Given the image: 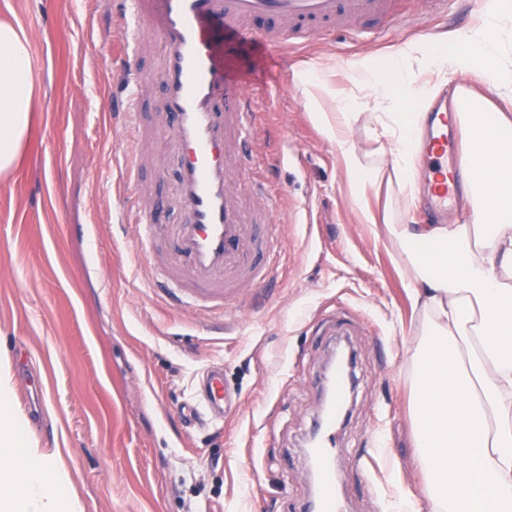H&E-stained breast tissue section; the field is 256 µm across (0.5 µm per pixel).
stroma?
I'll list each match as a JSON object with an SVG mask.
<instances>
[{"label":"stroma","instance_id":"35a3bbf8","mask_svg":"<svg viewBox=\"0 0 512 512\" xmlns=\"http://www.w3.org/2000/svg\"><path fill=\"white\" fill-rule=\"evenodd\" d=\"M113 0H0V19L31 27L45 95L24 160L0 180V355L29 433L62 464L81 512H297L314 487L305 463L324 364L337 341L354 354L349 414L336 428V485L344 512H395L420 494L409 414L411 354L421 323L381 224L386 186L357 192L335 143L314 123L294 76L332 63L339 98L358 89L340 61L383 57L427 36L467 29L488 0H447L428 12L404 0L405 21L327 38L255 63L262 88L254 138L287 124L285 157L270 166L284 221L276 269L237 317L177 313L139 258L133 203L115 156L123 128L112 88L115 37L101 12ZM353 138L373 164L393 143L361 117ZM224 368L239 409L224 423L180 417L197 377Z\"/></svg>","mask_w":512,"mask_h":512}]
</instances>
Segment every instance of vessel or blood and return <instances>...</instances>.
Segmentation results:
<instances>
[{
	"mask_svg": "<svg viewBox=\"0 0 512 512\" xmlns=\"http://www.w3.org/2000/svg\"><path fill=\"white\" fill-rule=\"evenodd\" d=\"M112 13L118 31L112 69L128 91L124 114L125 142L120 153L121 180L139 186L155 140L170 143L177 156L173 198L137 197L133 220L140 224L144 255L166 251L173 267L158 272L159 288L177 309L207 306L223 309L244 299L246 290L265 283L272 274L270 232L280 213L281 198L260 178L239 164L254 151L252 128L256 84L246 80L236 60L241 46L265 52L295 46L309 36L330 35L338 19L398 21L395 0H120ZM160 47L156 69L142 60L144 40ZM462 106L461 95L437 97L420 128L426 186L423 207L431 223L457 221L448 201L457 195L461 168L449 165L448 151L456 134L448 116ZM244 183L255 198L246 208L235 189ZM175 202L181 223L157 235L168 202ZM347 395L344 379L331 387L329 406L321 410V435L306 457L315 474V512H342L336 492V406ZM198 411L217 418L229 402L222 368L202 376Z\"/></svg>",
	"mask_w": 512,
	"mask_h": 512,
	"instance_id": "b4317fda",
	"label": "vessel or blood"
}]
</instances>
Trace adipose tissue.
<instances>
[{"instance_id": "obj_1", "label": "adipose tissue", "mask_w": 512, "mask_h": 512, "mask_svg": "<svg viewBox=\"0 0 512 512\" xmlns=\"http://www.w3.org/2000/svg\"><path fill=\"white\" fill-rule=\"evenodd\" d=\"M512 12L491 6L481 27L410 43L391 54L387 80L367 57L344 65L372 118L395 147L389 168L369 166L350 130L352 102L334 97L333 66L310 64L296 79L324 136L335 142L356 185L388 180L401 210L417 199L415 130L420 103L462 75L484 90L467 92L456 119L465 131L468 224L386 226L394 262L411 282L422 335L413 351L412 422L424 474L420 497H403L402 512H512V50L498 39ZM20 22L0 19V179L23 155L42 97ZM12 365L0 360V512H76V493L27 430L11 402Z\"/></svg>"}]
</instances>
